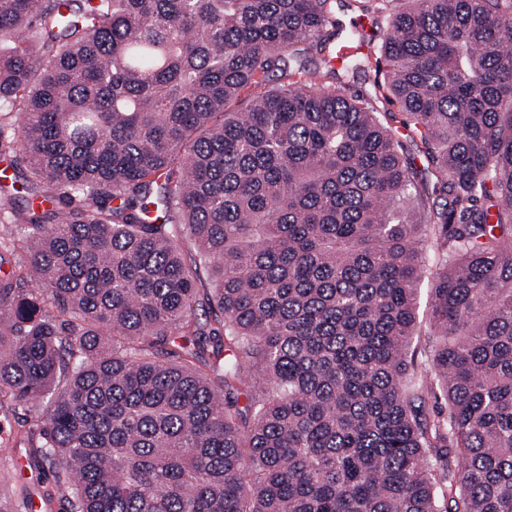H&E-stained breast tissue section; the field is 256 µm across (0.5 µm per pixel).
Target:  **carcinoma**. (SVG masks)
<instances>
[{
    "mask_svg": "<svg viewBox=\"0 0 512 512\" xmlns=\"http://www.w3.org/2000/svg\"><path fill=\"white\" fill-rule=\"evenodd\" d=\"M334 2L0 0V400L68 512H512V0H360L338 68ZM432 279L426 278L421 285L420 290V310H419V324L418 327L419 333L421 336L415 337L412 346L409 351V357L412 355L417 364L428 365L430 358V349H428V345L425 344V336L424 333L429 330V323L427 318L428 311V294L429 288H431Z\"/></svg>",
    "mask_w": 512,
    "mask_h": 512,
    "instance_id": "carcinoma-1",
    "label": "carcinoma"
}]
</instances>
